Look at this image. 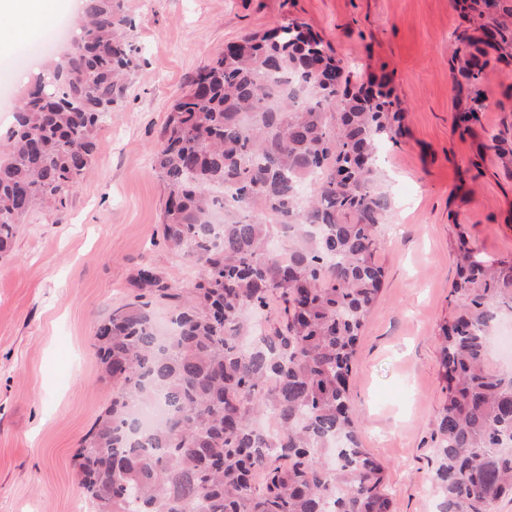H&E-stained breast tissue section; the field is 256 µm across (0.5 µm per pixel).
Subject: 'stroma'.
<instances>
[{
    "instance_id": "35a3bbf8",
    "label": "stroma",
    "mask_w": 512,
    "mask_h": 512,
    "mask_svg": "<svg viewBox=\"0 0 512 512\" xmlns=\"http://www.w3.org/2000/svg\"><path fill=\"white\" fill-rule=\"evenodd\" d=\"M136 65L97 132L88 177L63 207L21 225L0 257V512H79L74 466L81 438L112 397L95 329L132 299L147 262L178 287L195 277L155 244L165 187L152 169L167 114L199 69L226 46L297 19L363 74L387 71L403 134L385 142L377 191L388 200L379 261L384 288L367 318L349 377L364 448L387 469L392 512H437L432 432L446 398L437 330L453 311V252L466 237L489 264L512 258V172L494 158L473 168L484 131L512 123V65L486 85L480 126L455 124L448 66L461 24L453 0H126ZM53 30L0 52L21 98Z\"/></svg>"
}]
</instances>
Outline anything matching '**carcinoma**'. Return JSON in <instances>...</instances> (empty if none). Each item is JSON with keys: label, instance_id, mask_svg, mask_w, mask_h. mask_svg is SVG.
Instances as JSON below:
<instances>
[{"label": "carcinoma", "instance_id": "1", "mask_svg": "<svg viewBox=\"0 0 512 512\" xmlns=\"http://www.w3.org/2000/svg\"><path fill=\"white\" fill-rule=\"evenodd\" d=\"M455 5L463 23L448 64L468 131L481 124L487 71L512 61V0ZM130 26L125 0H82L65 55L76 108L49 89L20 99L0 138V255L25 217L64 205L89 174L96 131L134 66ZM400 111L387 74L362 80L295 20L198 72L153 158L167 191L162 242L198 271L177 288L142 266L140 293L97 324L112 401L74 456L92 512H390L348 377L385 276L377 151L397 142ZM506 134H486L477 157L512 167ZM215 207L228 216L219 236ZM459 241L432 481L438 512H492L512 494V375L487 357L498 311L512 309V259L488 267ZM154 302L172 311L164 343ZM154 398L170 414L140 430L133 409Z\"/></svg>", "mask_w": 512, "mask_h": 512}]
</instances>
